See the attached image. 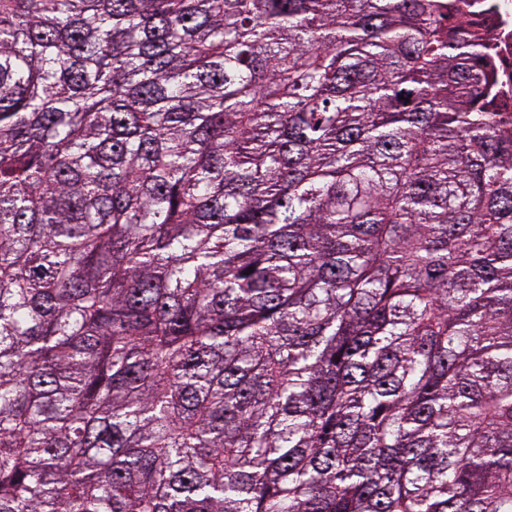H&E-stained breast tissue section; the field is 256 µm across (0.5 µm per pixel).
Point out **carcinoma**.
Listing matches in <instances>:
<instances>
[{
	"mask_svg": "<svg viewBox=\"0 0 512 512\" xmlns=\"http://www.w3.org/2000/svg\"><path fill=\"white\" fill-rule=\"evenodd\" d=\"M467 9L0 0V512H512Z\"/></svg>",
	"mask_w": 512,
	"mask_h": 512,
	"instance_id": "1",
	"label": "carcinoma"
}]
</instances>
